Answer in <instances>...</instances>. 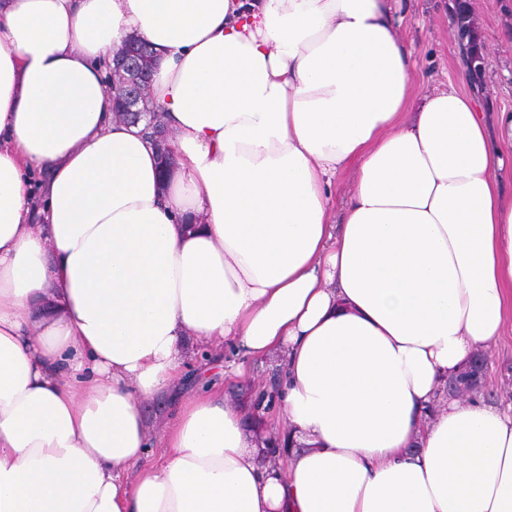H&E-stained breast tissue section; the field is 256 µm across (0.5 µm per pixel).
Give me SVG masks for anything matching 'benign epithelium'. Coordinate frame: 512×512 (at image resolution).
I'll return each instance as SVG.
<instances>
[{"mask_svg":"<svg viewBox=\"0 0 512 512\" xmlns=\"http://www.w3.org/2000/svg\"><path fill=\"white\" fill-rule=\"evenodd\" d=\"M112 67V90L116 92L114 102L123 105V111L133 113L137 121L147 123V129L151 130L155 144L163 161H168L173 152L169 139V132L156 127L153 115L143 112L137 108L140 100L148 94L152 70L143 67L136 60V53L131 48H120L115 51ZM484 365L481 360H473L458 377L450 381L449 389L457 393L467 391L476 386L483 377ZM278 403V394L273 384H268L255 397V405L258 408L263 406H274Z\"/></svg>","mask_w":512,"mask_h":512,"instance_id":"1","label":"benign epithelium"}]
</instances>
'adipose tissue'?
Returning <instances> with one entry per match:
<instances>
[{
  "instance_id": "adipose-tissue-1",
  "label": "adipose tissue",
  "mask_w": 512,
  "mask_h": 512,
  "mask_svg": "<svg viewBox=\"0 0 512 512\" xmlns=\"http://www.w3.org/2000/svg\"><path fill=\"white\" fill-rule=\"evenodd\" d=\"M417 66L391 0H0V512H512V402L443 395L512 319V112ZM228 348L277 358L284 459L211 386L147 463L141 402ZM136 53L131 48H119L115 51L112 67V77L107 78V85L112 86L114 103L120 102L123 105V111L135 114L136 122L145 121L147 130H151L150 137H154L160 155L166 163L171 157L173 147L170 141L169 132L166 129H160L155 126L156 121L150 112L148 101H142V108L147 112H142L136 108L140 100L148 94V88L151 81L152 70L148 67H142L136 60ZM355 181V169L353 167L339 173L334 179V207L331 212V221L340 224L343 220L347 197Z\"/></svg>"
}]
</instances>
